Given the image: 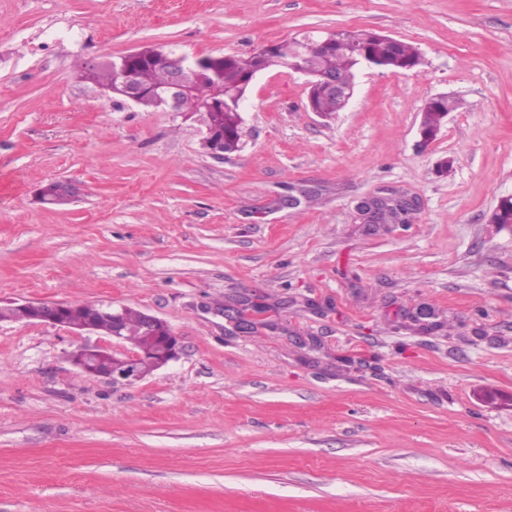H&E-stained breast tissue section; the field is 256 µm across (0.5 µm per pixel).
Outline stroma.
I'll return each instance as SVG.
<instances>
[{"label": "stroma", "instance_id": "obj_1", "mask_svg": "<svg viewBox=\"0 0 512 512\" xmlns=\"http://www.w3.org/2000/svg\"><path fill=\"white\" fill-rule=\"evenodd\" d=\"M356 28L421 65L360 69L325 119L270 68L221 160L198 115L76 77ZM54 179L78 197L46 209ZM387 189L410 222L359 223ZM510 196L512 0H0V298L124 305L183 344L119 385L71 365L85 337L0 322V512H512ZM448 98V95H438L432 97L430 99V103L433 104L430 107H424L423 109V118H422V127L426 130L434 129L438 123L440 122V112H442V122L441 125L435 128L433 131H425L422 127L420 130V135L423 143L432 142L435 140L437 134L440 132L441 128L444 125V120L448 116L446 112H453L458 108L457 100L453 98H448V100L443 101ZM443 101L439 107L434 104L437 102ZM396 200L408 205L411 210H415L418 206V200L412 196H395L384 197L378 195H370L362 198L357 209L362 218V224H381L378 220V207L382 201Z\"/></svg>", "mask_w": 512, "mask_h": 512}]
</instances>
